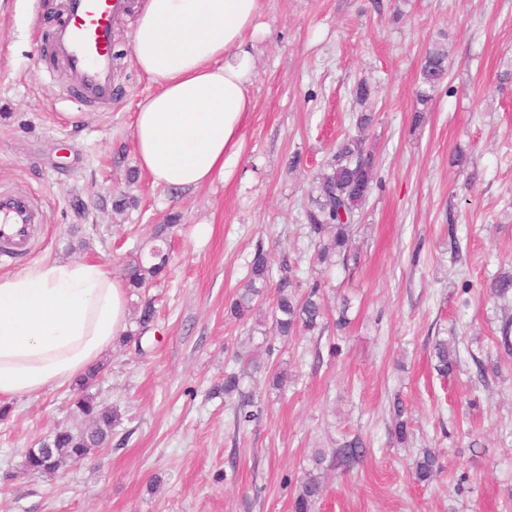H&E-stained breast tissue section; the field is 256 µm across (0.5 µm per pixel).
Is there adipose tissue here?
<instances>
[{"label": "adipose tissue", "instance_id": "1", "mask_svg": "<svg viewBox=\"0 0 512 512\" xmlns=\"http://www.w3.org/2000/svg\"><path fill=\"white\" fill-rule=\"evenodd\" d=\"M265 0H145L133 60L151 87L131 124L139 169L192 192L224 176L249 112ZM128 287L99 263L0 273V402L72 383L125 330Z\"/></svg>", "mask_w": 512, "mask_h": 512}]
</instances>
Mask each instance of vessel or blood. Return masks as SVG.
Returning <instances> with one entry per match:
<instances>
[{
	"label": "vessel or blood",
	"mask_w": 512,
	"mask_h": 512,
	"mask_svg": "<svg viewBox=\"0 0 512 512\" xmlns=\"http://www.w3.org/2000/svg\"><path fill=\"white\" fill-rule=\"evenodd\" d=\"M130 0H67L51 33V47L66 76V95L105 104L113 94V25ZM46 213L31 195L0 190V258L26 254Z\"/></svg>",
	"instance_id": "1"
}]
</instances>
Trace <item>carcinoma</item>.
Returning <instances> with one entry per match:
<instances>
[{
  "label": "carcinoma",
  "mask_w": 512,
  "mask_h": 512,
  "mask_svg": "<svg viewBox=\"0 0 512 512\" xmlns=\"http://www.w3.org/2000/svg\"><path fill=\"white\" fill-rule=\"evenodd\" d=\"M422 88L417 96L422 103L431 100L430 92L448 75V54L441 48L426 51L421 63ZM354 102L361 107L356 127L359 134L346 136L323 163L311 187V204L305 207L302 219L309 229V235L319 240L316 263L330 267L336 261L343 263L357 259L354 252V227L359 222L360 211L373 188L375 156L365 145L361 133L372 123L374 102L371 86L361 80L352 90ZM168 258L158 248L150 253V261L138 260L127 268L129 287H146L164 271ZM276 279V301L269 311L275 333L283 341L298 334L312 333L322 327L325 316L321 302L320 283L315 282L310 290L300 296L293 291V273L287 261L278 267L272 266L270 255L259 248L251 261L250 279L239 291L230 305V313L236 319L245 318L255 310V302L273 276ZM489 296L507 300L512 296V273L496 277L489 286ZM498 344L505 352H512V317L502 321L499 328ZM437 371L442 376L457 368V356L448 347V341L438 340L434 344ZM99 374L95 368L76 382L78 397L74 401L73 427L58 429L48 438L51 458L41 454V449L30 450L25 456V468L32 472H54L62 465L85 460L92 449L106 445L112 437V428L117 416L112 407L96 401L88 393ZM238 395L235 407L237 422L249 423L256 419L252 411L253 402L240 392V378L235 372L224 374V395ZM394 433L398 440L408 436L407 420L403 419L405 409L395 402ZM366 448L358 439H352L335 449L332 457L319 451L313 457V467L296 483L291 500V512H315L323 493V481L319 471L328 460H341L346 464L359 462L365 456ZM441 472L438 455L429 448L422 457L415 460V477L420 483L430 482Z\"/></svg>",
  "instance_id": "cac0c4a2"
}]
</instances>
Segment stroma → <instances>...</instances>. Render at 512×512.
I'll return each mask as SVG.
<instances>
[{
  "label": "stroma",
  "mask_w": 512,
  "mask_h": 512,
  "mask_svg": "<svg viewBox=\"0 0 512 512\" xmlns=\"http://www.w3.org/2000/svg\"><path fill=\"white\" fill-rule=\"evenodd\" d=\"M61 3L0 0V187L47 213L21 262L94 261L119 277L155 245L169 262L145 296L130 295L133 340L113 344L91 388L120 415L108 446L53 474L25 472L27 449L72 425V389L10 401L0 512H290L314 451L356 436L365 458L325 471L317 512H512V354L496 343L512 298L486 293L512 270V0H267L240 151L227 179L190 193L141 176L133 150L132 114L150 91L131 63L142 0L114 25L104 106L66 98L33 36ZM435 46L448 75L423 106L420 62ZM361 80L375 90L374 189L358 262L322 275L328 319L345 302L350 324L284 342L225 307L260 248L307 290L303 209L325 158L357 133L350 90ZM146 298L156 318L144 333ZM438 339L459 359L446 377ZM272 368L287 371L285 389ZM231 371L253 422L238 423L216 392ZM397 400L411 422L404 444L390 434ZM426 448L443 471L422 484L414 463Z\"/></svg>",
  "instance_id": "stroma-1"
}]
</instances>
